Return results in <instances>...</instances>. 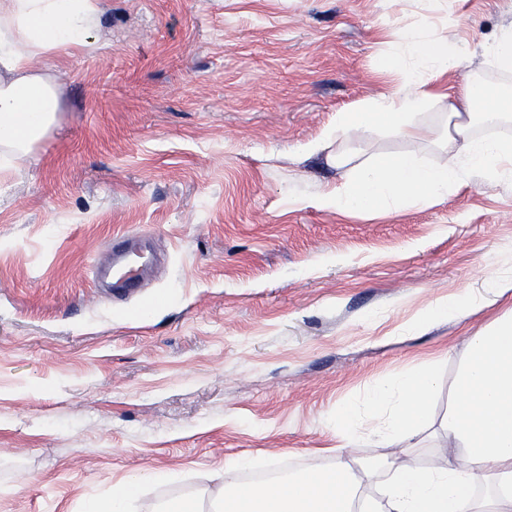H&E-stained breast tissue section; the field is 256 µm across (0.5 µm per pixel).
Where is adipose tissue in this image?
<instances>
[{"label": "adipose tissue", "mask_w": 512, "mask_h": 512, "mask_svg": "<svg viewBox=\"0 0 512 512\" xmlns=\"http://www.w3.org/2000/svg\"><path fill=\"white\" fill-rule=\"evenodd\" d=\"M102 12L101 0H0L1 171L25 161L56 126L55 61L94 48ZM450 33L447 27L397 31L379 73L401 81L359 109L337 113L327 135L338 142L332 162L344 180L312 197L310 206L343 215L388 213L445 201L475 179L512 176V139L474 132L482 120H512V89L489 86L464 71L467 59L480 55L511 72L512 26L465 50L452 44ZM432 106L438 113L429 120L425 111ZM374 132L404 142V149L359 148L361 135ZM416 143L442 150L447 163L428 165L413 151ZM494 306L502 314L469 337L451 384L443 464L423 470L410 462L411 442L430 417L436 374L429 367L375 387L360 411L337 413L332 468L225 485L214 512H512V275L491 277L463 301L437 304L412 327L427 328L445 311L465 318L474 308ZM368 415L378 419L371 442L389 449L360 466L383 476L378 498L361 493L345 455ZM168 479L165 473L128 478L113 487L107 502L88 501L85 512H134L144 481Z\"/></svg>", "instance_id": "ef3b65f1"}]
</instances>
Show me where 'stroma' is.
Listing matches in <instances>:
<instances>
[{
  "instance_id": "obj_1",
  "label": "stroma",
  "mask_w": 512,
  "mask_h": 512,
  "mask_svg": "<svg viewBox=\"0 0 512 512\" xmlns=\"http://www.w3.org/2000/svg\"><path fill=\"white\" fill-rule=\"evenodd\" d=\"M452 20L473 44L512 0H105L96 50L56 64L57 127L0 172V512L173 472L143 488L154 512L329 467L337 411L432 363L412 457L438 464L465 339L495 311L408 325L512 273V178L342 216L308 205L342 173L303 147L386 90L392 31ZM116 232L160 259L132 298L86 272ZM157 512H204L203 500L194 495L162 502L154 510Z\"/></svg>"
}]
</instances>
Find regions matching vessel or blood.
<instances>
[{
	"instance_id": "obj_1",
	"label": "vessel or blood",
	"mask_w": 512,
	"mask_h": 512,
	"mask_svg": "<svg viewBox=\"0 0 512 512\" xmlns=\"http://www.w3.org/2000/svg\"><path fill=\"white\" fill-rule=\"evenodd\" d=\"M112 266L103 270L98 264H91L89 272L92 279L110 277L113 291L129 296L141 287L142 274L149 265L150 258L140 239L130 234L113 237L110 243Z\"/></svg>"
}]
</instances>
